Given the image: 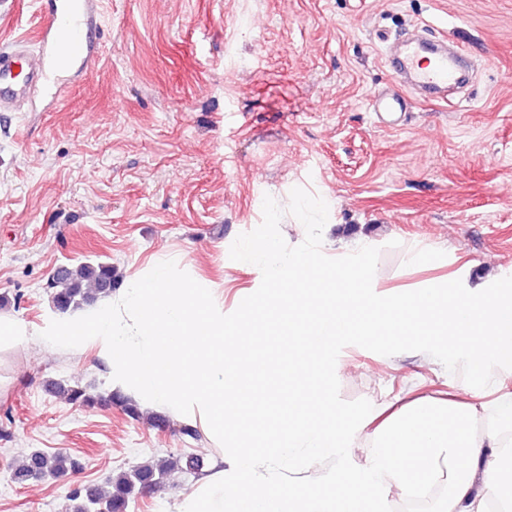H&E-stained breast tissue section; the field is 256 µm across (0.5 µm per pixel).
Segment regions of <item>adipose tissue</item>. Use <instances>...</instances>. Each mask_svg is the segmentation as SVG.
I'll use <instances>...</instances> for the list:
<instances>
[{
	"instance_id": "adipose-tissue-1",
	"label": "adipose tissue",
	"mask_w": 512,
	"mask_h": 512,
	"mask_svg": "<svg viewBox=\"0 0 512 512\" xmlns=\"http://www.w3.org/2000/svg\"><path fill=\"white\" fill-rule=\"evenodd\" d=\"M244 259L267 284L254 306L291 321L277 358L287 362L293 390L285 401L268 395L273 413L263 420L243 415L246 395L224 393L226 379L243 370L227 359L225 336L250 337L257 351L260 330L248 313L225 317L223 298L210 289L171 285L166 257L151 276L131 280L120 301L52 316L43 330L57 343L97 346L113 386L175 418L200 420L216 441L232 439L176 512H233L241 496L254 512H342L348 500L358 512H386L392 494L438 497L439 512H490L494 501L512 507V392L485 399L512 365L502 355L512 347V295L496 290L501 269L480 280L451 277L443 292L369 291L340 304L337 287L371 279L367 245L330 255L270 241ZM290 283L294 291L283 292ZM339 331L427 354L445 345L467 374L436 396L407 390L377 425L355 422L328 382ZM361 444L372 455L358 468L349 451ZM328 457L337 471L325 475Z\"/></svg>"
}]
</instances>
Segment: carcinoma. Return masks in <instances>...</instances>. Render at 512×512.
I'll return each mask as SVG.
<instances>
[{"label": "carcinoma", "instance_id": "obj_1", "mask_svg": "<svg viewBox=\"0 0 512 512\" xmlns=\"http://www.w3.org/2000/svg\"><path fill=\"white\" fill-rule=\"evenodd\" d=\"M115 275L112 265L106 261L81 262L58 270L50 282L51 304L60 313L74 312L93 304L98 298L112 294ZM51 389L70 403L94 408L103 402H115L130 415H136V407L120 394L107 392L92 394L78 384L51 382ZM81 467L80 462L69 453L57 451L46 453L33 451L26 461L13 473L18 484L41 482L49 478H59ZM205 467L204 460L195 456H178L169 468L160 469L149 462H142L127 472L110 478L112 490L102 497L94 490L75 487L70 491L72 502L69 512H127L131 501L141 490L151 485L157 486L170 471L199 475Z\"/></svg>", "mask_w": 512, "mask_h": 512}]
</instances>
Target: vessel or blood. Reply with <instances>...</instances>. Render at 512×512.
Listing matches in <instances>:
<instances>
[{
	"label": "vessel or blood",
	"mask_w": 512,
	"mask_h": 512,
	"mask_svg": "<svg viewBox=\"0 0 512 512\" xmlns=\"http://www.w3.org/2000/svg\"><path fill=\"white\" fill-rule=\"evenodd\" d=\"M100 16V0H48L34 36L0 45V112H20L35 92L52 87L64 93L69 74L87 73L100 56L91 36ZM394 71L408 75L422 91H447L462 79L458 53L442 42L409 38L393 57ZM380 115L405 111L406 100L395 92L372 100Z\"/></svg>",
	"instance_id": "b4317fda"
}]
</instances>
